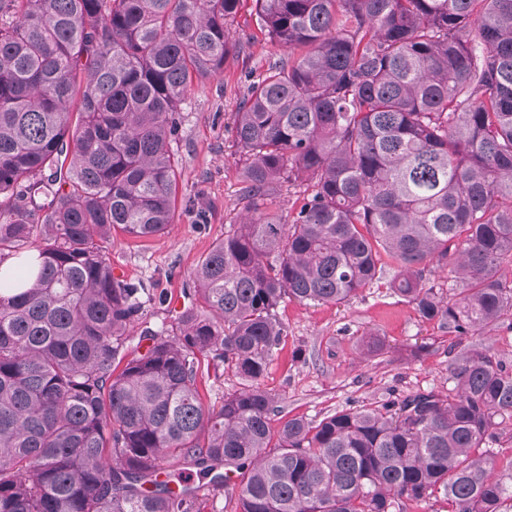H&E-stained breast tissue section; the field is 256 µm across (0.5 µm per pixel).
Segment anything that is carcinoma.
Listing matches in <instances>:
<instances>
[{
  "instance_id": "cac0c4a2",
  "label": "carcinoma",
  "mask_w": 512,
  "mask_h": 512,
  "mask_svg": "<svg viewBox=\"0 0 512 512\" xmlns=\"http://www.w3.org/2000/svg\"><path fill=\"white\" fill-rule=\"evenodd\" d=\"M239 2L0 0V263L40 259L28 288L0 279V512H205L221 490L230 512H512V369L491 349L460 350L451 388L317 423L273 426L261 383L281 302L346 301L385 258L424 321L512 315V0H255L297 58L249 84L245 205L193 270L201 304L155 331L106 244L173 223L175 114L235 55ZM296 187L287 224L268 200ZM201 355L237 379L218 407Z\"/></svg>"
}]
</instances>
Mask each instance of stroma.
I'll return each instance as SVG.
<instances>
[{"mask_svg":"<svg viewBox=\"0 0 512 512\" xmlns=\"http://www.w3.org/2000/svg\"><path fill=\"white\" fill-rule=\"evenodd\" d=\"M227 26L238 45L237 58L222 74L194 84L179 114L172 144L179 182L173 224L150 238L114 232L107 249L113 267L127 279L166 296V303L154 299L145 305L146 319L156 330L173 324L177 312L170 297L193 292L195 265L242 208L233 114L247 92L246 71L262 72L281 56L257 27L255 0H241ZM201 210L206 220H199ZM278 318L286 337L262 385L276 395L283 420L318 421L366 402L451 387L448 366L454 352L468 345L492 347L512 367V329L503 325L467 336L448 332L397 302L385 278L340 303L284 300ZM373 337L384 349L365 355L364 345ZM235 386L223 363L203 358L198 389L205 402L221 403Z\"/></svg>","mask_w":512,"mask_h":512,"instance_id":"obj_1","label":"stroma"}]
</instances>
